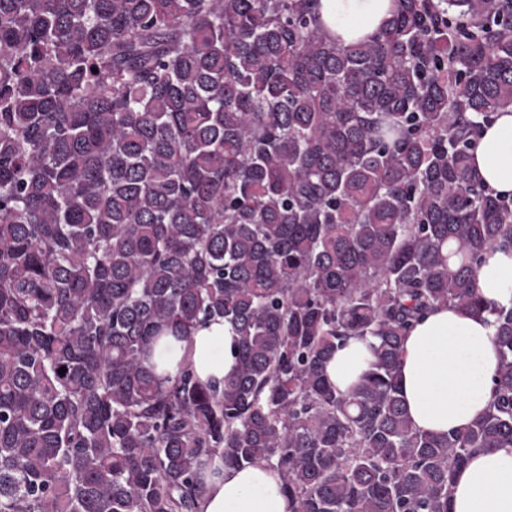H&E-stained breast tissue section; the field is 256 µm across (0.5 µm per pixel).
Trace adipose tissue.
Segmentation results:
<instances>
[{
  "instance_id": "adipose-tissue-1",
  "label": "adipose tissue",
  "mask_w": 512,
  "mask_h": 512,
  "mask_svg": "<svg viewBox=\"0 0 512 512\" xmlns=\"http://www.w3.org/2000/svg\"><path fill=\"white\" fill-rule=\"evenodd\" d=\"M397 0H321V23L349 43L372 35L396 9ZM474 173L490 191L512 194V108L496 112L475 150ZM481 314L439 306L408 334L399 369L402 400L414 428L434 434L469 425L488 409L499 356L496 312L512 308V252L493 249L477 274ZM237 334L229 323L197 329L189 342L173 343L157 356L191 354L201 380L234 373ZM375 340L353 337L326 366L330 382L347 390L374 360ZM281 474L266 464L225 468L210 479L199 512H291ZM450 512H512V447L472 454L455 474Z\"/></svg>"
}]
</instances>
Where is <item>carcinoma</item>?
<instances>
[{
    "label": "carcinoma",
    "instance_id": "1",
    "mask_svg": "<svg viewBox=\"0 0 512 512\" xmlns=\"http://www.w3.org/2000/svg\"><path fill=\"white\" fill-rule=\"evenodd\" d=\"M320 6L0 0V512H198L259 463L295 512H448L471 453L512 446V309L476 422L417 430L398 385L410 329L485 310L512 249V195L472 177L512 0H399L350 44ZM222 320L235 374L159 369ZM374 344L371 336H356L336 350L326 366L330 382L341 391L358 384L375 359Z\"/></svg>",
    "mask_w": 512,
    "mask_h": 512
}]
</instances>
